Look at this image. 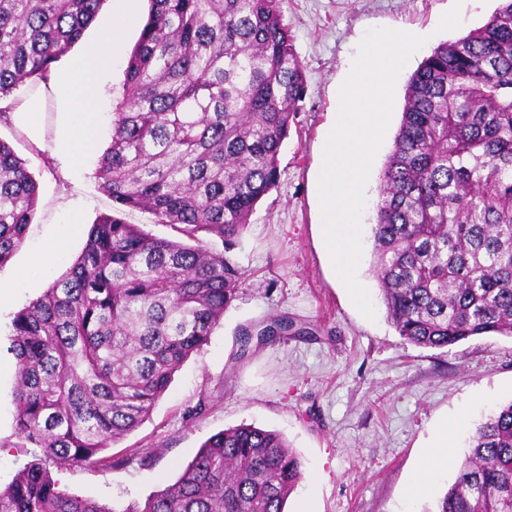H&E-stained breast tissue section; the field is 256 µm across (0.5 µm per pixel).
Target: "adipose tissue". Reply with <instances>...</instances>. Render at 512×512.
I'll return each instance as SVG.
<instances>
[{
    "mask_svg": "<svg viewBox=\"0 0 512 512\" xmlns=\"http://www.w3.org/2000/svg\"><path fill=\"white\" fill-rule=\"evenodd\" d=\"M123 2L122 11L114 16L111 27L103 32L99 45L75 60L69 72L51 76L49 81L50 90L56 92L66 114L60 132V147L74 166L80 165L97 146V108L110 63L108 50L121 44L126 28L136 20V0ZM456 428L453 422L441 428L422 460L411 487L412 495L422 496L431 491L432 476L446 461Z\"/></svg>",
    "mask_w": 512,
    "mask_h": 512,
    "instance_id": "ef3b65f1",
    "label": "adipose tissue"
}]
</instances>
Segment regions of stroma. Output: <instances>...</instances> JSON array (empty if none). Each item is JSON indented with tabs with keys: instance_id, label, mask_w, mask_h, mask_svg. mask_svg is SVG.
Instances as JSON below:
<instances>
[{
	"instance_id": "1",
	"label": "stroma",
	"mask_w": 512,
	"mask_h": 512,
	"mask_svg": "<svg viewBox=\"0 0 512 512\" xmlns=\"http://www.w3.org/2000/svg\"><path fill=\"white\" fill-rule=\"evenodd\" d=\"M500 0H278L303 65L306 93L279 154L277 186L257 205L232 250L223 238L201 233L213 252H229L242 272L237 298L205 345L177 370L149 419L109 448V467L55 472L75 495L117 507L144 502L173 483L212 434L242 423L274 430L303 458L305 478L286 512H435L454 482V465L436 476L429 496L408 489L421 457L446 421L462 417L453 457L462 459L477 425L512 401V338L479 337L448 349L405 342L387 321L371 273L374 204L379 175L393 145L410 75L439 43L482 26ZM391 28L424 37L395 85L389 133L366 185L363 256L359 277L375 310L365 318L331 273L318 239L314 170L339 88L367 31ZM139 35L127 32L100 102L101 145L112 136V114L123 93L124 71ZM62 121L57 101L42 120V146L0 124L7 142L34 173L39 189L23 246L0 266V283L13 300L0 308V483H8L30 458L16 447V360L8 350L14 315L60 278L79 255L78 234L48 271L30 269L31 254L52 236L69 209L85 224L111 213L113 203L95 177L96 157L70 169L56 148ZM287 314L310 323L313 337L284 336L253 345L233 362L240 332L268 317ZM202 405L199 415L188 409Z\"/></svg>"
}]
</instances>
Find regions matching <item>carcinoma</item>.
<instances>
[{
	"label": "carcinoma",
	"mask_w": 512,
	"mask_h": 512,
	"mask_svg": "<svg viewBox=\"0 0 512 512\" xmlns=\"http://www.w3.org/2000/svg\"><path fill=\"white\" fill-rule=\"evenodd\" d=\"M104 0H0V101L48 80ZM305 74L275 0H151L95 177L116 204L67 273L17 313L15 448L0 512H284L304 476L284 437L241 424L206 440L172 484L123 509L69 494L59 469L110 466L174 373L235 300L231 258L279 153ZM38 183L0 140V266L22 247ZM144 210L196 244L127 223ZM224 239L209 251L197 233ZM386 318L407 342L445 349L512 337V0L436 46L408 80L372 224ZM307 336L285 315L241 331ZM435 512H512V401L480 423ZM33 448H0V483H8L30 459Z\"/></svg>",
	"instance_id": "1"
}]
</instances>
